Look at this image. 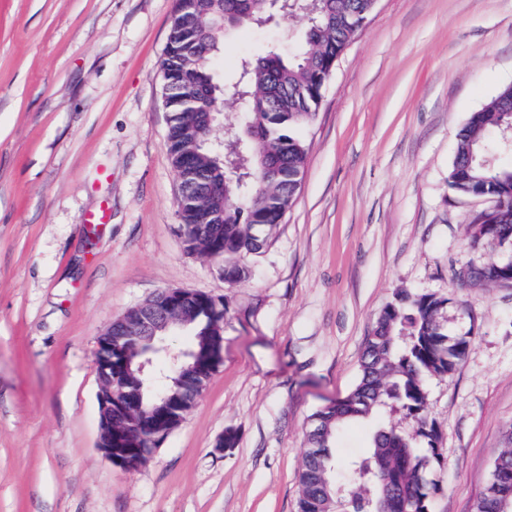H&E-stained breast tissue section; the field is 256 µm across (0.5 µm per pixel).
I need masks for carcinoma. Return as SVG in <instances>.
<instances>
[{
  "label": "carcinoma",
  "mask_w": 512,
  "mask_h": 512,
  "mask_svg": "<svg viewBox=\"0 0 512 512\" xmlns=\"http://www.w3.org/2000/svg\"><path fill=\"white\" fill-rule=\"evenodd\" d=\"M375 5L376 0H298L296 10L307 16L299 52L290 57L271 51L246 60L231 86L217 88V109L224 110L228 96L246 103L242 125L224 133V145L250 159L240 173L241 181H224V198L212 202L224 217V250L216 251V260L224 263L226 283L248 277L249 270L239 259L262 251L294 202L307 158V147L296 129L314 117L332 62L361 30ZM232 19L268 21L267 0H181L162 60L173 100L168 123L172 165L178 170L184 156L193 155V193L205 192L210 181L222 178L225 166L213 146L216 130L210 131L206 143L194 140L189 109L183 104L189 94L187 78L209 77L204 61L218 51L221 27ZM510 125L512 86H506L470 115L457 141L448 176L450 189L458 195L491 196L498 207L486 220L487 230H478L475 222L466 226L473 243L512 242V164L489 160L500 146L495 135ZM179 218L186 250L207 249L196 209L179 206ZM447 305V298L434 293L400 292L383 310L367 338L355 389L312 415L318 432L308 443L318 458L305 455L298 477L297 512H375L386 484L396 493L391 512H431L428 475L441 464V456L437 427L426 414L425 380L453 372L469 346L464 337L448 336L443 323ZM184 320L189 346L199 348L217 340L212 335V314H190ZM188 365L187 361L166 365L169 392L180 390ZM155 389L154 382L138 374L125 383V390L141 396L147 411L154 409ZM394 407L413 420L424 447L416 448L395 429L381 426L372 436L368 453L345 464L356 489L325 481L323 471L332 472L337 465L332 448L339 432L356 420Z\"/></svg>",
  "instance_id": "obj_1"
}]
</instances>
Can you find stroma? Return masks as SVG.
<instances>
[{
  "mask_svg": "<svg viewBox=\"0 0 512 512\" xmlns=\"http://www.w3.org/2000/svg\"><path fill=\"white\" fill-rule=\"evenodd\" d=\"M174 0H0V512H297L314 412L348 395L397 292L449 300L469 347L429 379L431 512H472L512 427V284L468 281L489 196L448 186L471 113L512 85V0H378L298 130L301 188L249 279L189 253L167 143ZM297 16L225 30L210 69L295 54ZM223 299L224 360L135 471L98 446V336L158 291ZM399 409L347 426L336 459ZM234 447L216 452L226 431Z\"/></svg>",
  "mask_w": 512,
  "mask_h": 512,
  "instance_id": "obj_1",
  "label": "stroma"
}]
</instances>
